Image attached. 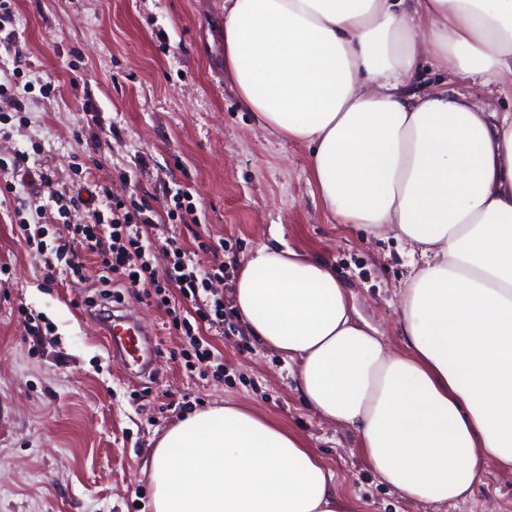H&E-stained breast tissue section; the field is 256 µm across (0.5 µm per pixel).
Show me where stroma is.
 I'll list each match as a JSON object with an SVG mask.
<instances>
[{
    "instance_id": "obj_1",
    "label": "stroma",
    "mask_w": 512,
    "mask_h": 512,
    "mask_svg": "<svg viewBox=\"0 0 512 512\" xmlns=\"http://www.w3.org/2000/svg\"><path fill=\"white\" fill-rule=\"evenodd\" d=\"M11 28L25 56L27 109L0 124V156H19L55 182L79 183L78 153L101 159L113 195L151 208L153 241L173 239L224 265L211 293L224 326L203 325L218 376L187 371L185 337L156 305L124 294V314L152 335L153 377L110 354L84 310L100 277L80 252L78 274L43 276L0 171V512H149L145 468L155 441L193 410L247 405L301 436L334 473L351 512H512V470L488 466L475 499L457 505L403 500L369 468L354 433L303 400L297 366L249 336L233 303L240 262L280 231L347 287L359 315L401 348L402 293L412 271L403 241L337 224L322 206L307 147L256 127L224 77V0H14ZM53 75L55 89L40 90ZM96 109L83 111V99ZM187 190L194 215L170 219ZM35 317L50 330L30 336Z\"/></svg>"
}]
</instances>
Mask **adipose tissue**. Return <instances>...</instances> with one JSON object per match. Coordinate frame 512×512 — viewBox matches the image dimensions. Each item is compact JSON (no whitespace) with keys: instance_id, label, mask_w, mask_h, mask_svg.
Masks as SVG:
<instances>
[{"instance_id":"1","label":"adipose tissue","mask_w":512,"mask_h":512,"mask_svg":"<svg viewBox=\"0 0 512 512\" xmlns=\"http://www.w3.org/2000/svg\"><path fill=\"white\" fill-rule=\"evenodd\" d=\"M512 82V0H224V74L255 124L307 144L341 224L392 226L422 265L385 348L322 261L261 242L234 284L251 336L410 501H466L512 466V112L415 89L423 57ZM152 512H349L298 436L248 408L180 420L150 458Z\"/></svg>"}]
</instances>
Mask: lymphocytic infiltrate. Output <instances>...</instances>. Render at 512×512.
<instances>
[{
    "label": "lymphocytic infiltrate",
    "instance_id": "1",
    "mask_svg": "<svg viewBox=\"0 0 512 512\" xmlns=\"http://www.w3.org/2000/svg\"><path fill=\"white\" fill-rule=\"evenodd\" d=\"M97 190L105 201L110 218L92 224L86 223L82 214L86 201L80 190L68 187L55 190L53 200L66 233L57 239L54 262L45 265L47 275H54L55 265L59 262L69 269H78L79 264L71 243L80 240L99 263L100 284L107 288L119 285L132 289L163 309L175 330L186 337L192 349L190 359L185 362L186 369L192 372L205 371L213 358V352L198 336L192 321L197 318L217 325L223 324V301L216 298L207 302L203 299L210 284L223 279V264L205 263L172 242L165 246L166 265L157 266L153 262V243L148 234L153 227L148 206L113 198L104 184L98 185ZM174 287L179 289L185 300L195 304V318L178 315L170 295Z\"/></svg>",
    "mask_w": 512,
    "mask_h": 512
}]
</instances>
